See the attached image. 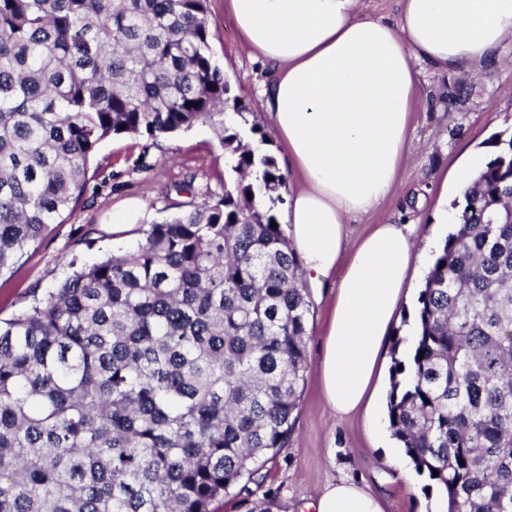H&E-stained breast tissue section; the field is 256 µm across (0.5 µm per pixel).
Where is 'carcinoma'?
I'll return each instance as SVG.
<instances>
[{
	"label": "carcinoma",
	"mask_w": 512,
	"mask_h": 512,
	"mask_svg": "<svg viewBox=\"0 0 512 512\" xmlns=\"http://www.w3.org/2000/svg\"><path fill=\"white\" fill-rule=\"evenodd\" d=\"M207 0H0V272L111 136L214 126L237 180L0 318V512H281L310 301L274 155L224 127ZM192 106H187V103ZM463 194L387 417L446 512H512V135Z\"/></svg>",
	"instance_id": "obj_1"
}]
</instances>
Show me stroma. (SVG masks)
Here are the masks:
<instances>
[{
  "label": "stroma",
  "mask_w": 512,
  "mask_h": 512,
  "mask_svg": "<svg viewBox=\"0 0 512 512\" xmlns=\"http://www.w3.org/2000/svg\"><path fill=\"white\" fill-rule=\"evenodd\" d=\"M210 45L243 115L234 127L244 142L268 147L280 170L288 159L276 140L258 94L265 72L241 45L224 0H208ZM512 133V45L503 61L480 75H426L416 93L412 113V146L400 171L399 186L382 210L353 217L345 226L344 247L352 249L372 224L388 216L415 225L418 243L442 246L447 227L442 223L443 187L460 156L483 148L494 134ZM235 160L220 143L217 132L199 124L191 130L158 140L137 136L105 139L89 164L88 200L51 225L42 241L0 275V317L28 307L34 298L55 288L70 274V261L91 265L107 254L134 251L143 241V227L223 193L236 175ZM141 204L134 231H113L112 214L128 200ZM307 352L311 369L298 409L295 430L263 470L264 484L277 490L288 512H307L327 481L348 479L370 486L384 500L385 512H438L441 497L427 477L418 475L409 458L390 467L401 447L391 432L377 433L387 424V405L376 414L360 413L340 420L326 408L315 367L330 310L329 288L309 291Z\"/></svg>",
  "instance_id": "obj_1"
}]
</instances>
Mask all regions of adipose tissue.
Returning <instances> with one entry per match:
<instances>
[{"label":"adipose tissue","mask_w":512,"mask_h":512,"mask_svg":"<svg viewBox=\"0 0 512 512\" xmlns=\"http://www.w3.org/2000/svg\"><path fill=\"white\" fill-rule=\"evenodd\" d=\"M243 46L266 67L260 95L297 183L285 221L303 276L334 288L319 381L328 409L369 411L405 289L414 230L385 219L352 251L344 226L394 193L424 69L479 75L512 39V0H399L394 19L360 0H224ZM315 512H384L380 495L327 482Z\"/></svg>","instance_id":"adipose-tissue-1"}]
</instances>
